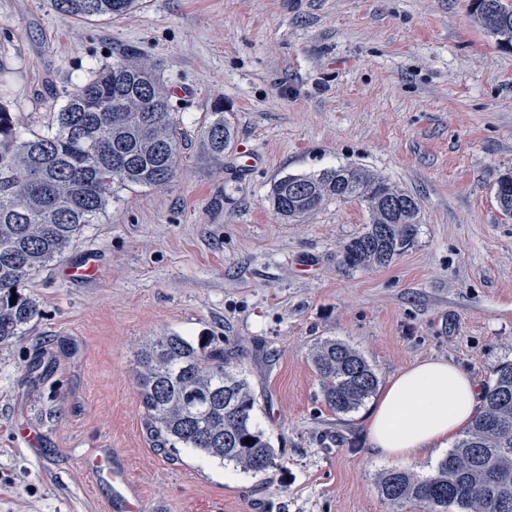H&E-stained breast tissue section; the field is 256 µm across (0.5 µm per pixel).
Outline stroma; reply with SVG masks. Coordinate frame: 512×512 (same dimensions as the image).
<instances>
[{
  "label": "stroma",
  "instance_id": "stroma-1",
  "mask_svg": "<svg viewBox=\"0 0 512 512\" xmlns=\"http://www.w3.org/2000/svg\"><path fill=\"white\" fill-rule=\"evenodd\" d=\"M123 46L178 106L176 171L157 187L106 185L96 223L27 282L42 315L0 344V512H115L111 479L89 474L94 448L115 450L150 512H415L381 499L394 462L372 448L368 409L333 413L309 353L345 341L384 385L442 357L483 387L512 361V215L495 199L512 171V51L468 0H141L102 22L0 0L18 126L42 129L61 91ZM217 100L235 132L220 165L201 142ZM240 147L262 166L241 171ZM346 164L420 202L414 243L386 267L344 260L369 222L360 202L329 198L287 223L269 201L284 176ZM90 259L93 277L63 275ZM170 333L234 351L273 467L158 445L136 359ZM37 357L48 372L34 383Z\"/></svg>",
  "mask_w": 512,
  "mask_h": 512
}]
</instances>
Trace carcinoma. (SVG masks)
Listing matches in <instances>:
<instances>
[{"label": "carcinoma", "instance_id": "obj_1", "mask_svg": "<svg viewBox=\"0 0 512 512\" xmlns=\"http://www.w3.org/2000/svg\"><path fill=\"white\" fill-rule=\"evenodd\" d=\"M50 3L71 21L117 20L137 6V0ZM471 12L498 46L512 50L509 0H471ZM171 98L156 69L127 48L66 90L60 109L38 131L22 133L0 99V344L40 317L39 301L20 288L96 223L106 184L161 186L173 177L182 132ZM210 115L203 149L222 165L234 129L224 121L223 102L214 103ZM333 197L359 200L370 215L364 231L344 245L353 267H385L417 235L418 199L355 165L284 176L269 201L290 223ZM495 198L512 214V171L498 177ZM310 362L335 413L358 409L379 386L372 364L341 340L316 342ZM137 365L141 405L161 445L193 448L254 475L274 465L275 449L254 422L256 398L235 355L209 339L173 333L148 344ZM377 489L394 508L512 512V361L494 370L480 410L434 474L391 468L378 476Z\"/></svg>", "mask_w": 512, "mask_h": 512}]
</instances>
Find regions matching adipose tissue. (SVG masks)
<instances>
[{"mask_svg": "<svg viewBox=\"0 0 512 512\" xmlns=\"http://www.w3.org/2000/svg\"><path fill=\"white\" fill-rule=\"evenodd\" d=\"M480 392L463 367L444 358L400 370L367 415L373 447L387 458L419 462L447 447L474 416Z\"/></svg>", "mask_w": 512, "mask_h": 512, "instance_id": "1", "label": "adipose tissue"}]
</instances>
